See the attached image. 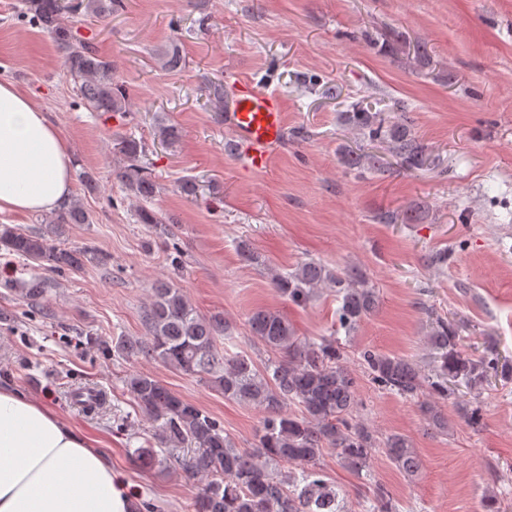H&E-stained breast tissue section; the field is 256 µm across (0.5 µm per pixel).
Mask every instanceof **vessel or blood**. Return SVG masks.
I'll list each match as a JSON object with an SVG mask.
<instances>
[{
	"label": "vessel or blood",
	"mask_w": 512,
	"mask_h": 512,
	"mask_svg": "<svg viewBox=\"0 0 512 512\" xmlns=\"http://www.w3.org/2000/svg\"><path fill=\"white\" fill-rule=\"evenodd\" d=\"M224 125L235 136L246 168L259 172L269 165V152L285 135V114L280 97L239 83L224 99Z\"/></svg>",
	"instance_id": "1"
}]
</instances>
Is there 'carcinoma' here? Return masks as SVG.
Wrapping results in <instances>:
<instances>
[{
    "label": "carcinoma",
    "mask_w": 512,
    "mask_h": 512,
    "mask_svg": "<svg viewBox=\"0 0 512 512\" xmlns=\"http://www.w3.org/2000/svg\"><path fill=\"white\" fill-rule=\"evenodd\" d=\"M120 0H80L66 11L61 0H22L21 14L48 34L62 54L64 67L77 84L82 103L92 112H127L123 85L112 78V61L99 54L91 39L78 35L75 15L83 11L96 20L112 15ZM215 112L224 116V82L206 86ZM348 125L377 143L409 172L429 165L428 146L414 132L411 120L401 113L388 121L371 105L354 104L345 113ZM123 163L116 178L135 196L147 201L156 196L157 184L141 164L143 147L131 136L116 143ZM341 162L350 169H368L379 176L393 173L377 154H359L344 149ZM89 213L78 199L65 204L35 232L8 224L0 225V249L22 259L46 265L53 272L76 269L86 262H100L101 254L91 248H60L52 238L65 224H89ZM277 290L298 306L307 305L317 290L336 289L341 306L339 325L351 332L378 306L376 289L355 268L332 270L315 261L301 264L287 274H271ZM49 281L33 274L22 297L42 299ZM147 336L131 339L118 336L107 341L89 337L105 354L141 357L160 362L184 374L196 376L224 397L255 405L264 411L256 449L235 447L224 426L207 412L184 400L149 374L133 373L125 379L127 391L150 420L159 426L170 450L187 448L176 460L183 471L205 480L193 502L194 512H344L334 486L321 478L317 467L327 449L351 471L370 472L377 448L382 447L395 467L408 476L418 473L421 463L411 442L391 435L382 443L363 423L353 419L358 405V382L344 364V347L331 336L321 342H306L296 336L288 318L271 309L258 308L248 317L252 336L278 357L263 366L243 354L229 353L220 339L228 334L223 316L200 314L173 280H160L142 316ZM454 326L440 320L427 336L431 368L412 359L365 349L360 365L370 382L404 398L420 400L429 426L438 433L448 431V385L472 389L493 377L509 380L499 368V358L489 352L479 358L464 355ZM469 425L481 427V408L470 401L457 402ZM287 464L300 470L301 478L278 470ZM370 512H396L386 488L371 489Z\"/></svg>",
    "instance_id": "carcinoma-1"
}]
</instances>
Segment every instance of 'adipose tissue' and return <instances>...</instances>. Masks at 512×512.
Listing matches in <instances>:
<instances>
[{"label":"adipose tissue","instance_id":"1","mask_svg":"<svg viewBox=\"0 0 512 512\" xmlns=\"http://www.w3.org/2000/svg\"><path fill=\"white\" fill-rule=\"evenodd\" d=\"M71 154L43 108L0 79V212H49L71 188ZM0 512H133L111 463L71 422L0 386Z\"/></svg>","mask_w":512,"mask_h":512}]
</instances>
